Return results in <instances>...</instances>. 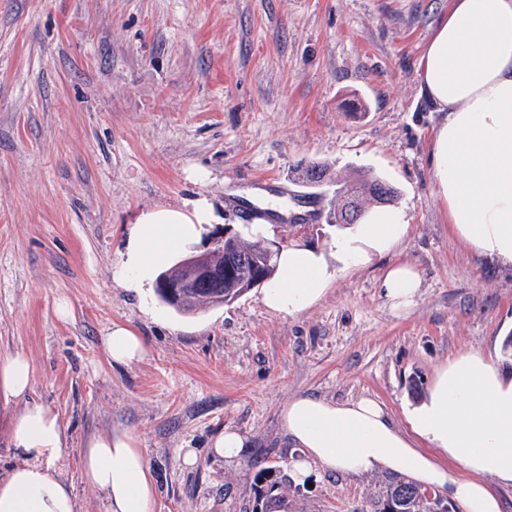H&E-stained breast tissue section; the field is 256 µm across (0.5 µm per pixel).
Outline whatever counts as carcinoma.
I'll list each match as a JSON object with an SVG mask.
<instances>
[{
  "label": "carcinoma",
  "instance_id": "obj_1",
  "mask_svg": "<svg viewBox=\"0 0 512 512\" xmlns=\"http://www.w3.org/2000/svg\"><path fill=\"white\" fill-rule=\"evenodd\" d=\"M380 184L382 180L368 172L361 173L357 180L347 184L356 196L359 213H364L366 204L377 201L374 187ZM279 251L278 247L268 251L267 239L259 235L247 245L238 239L226 240L214 245L206 256L213 268L224 272V285L201 281L190 289L192 300L181 305L167 299L160 288L156 289V295L163 304L183 314L193 313L201 301L215 306L231 303L252 289V281L257 276L271 280L275 273L274 257ZM255 485L257 494L252 512H295L292 500L280 491V482L273 478L272 471L258 472ZM389 505L396 512H427L418 499L415 487L396 479L385 483L383 490L371 500L370 509L371 512H386Z\"/></svg>",
  "mask_w": 512,
  "mask_h": 512
}]
</instances>
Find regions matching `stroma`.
Wrapping results in <instances>:
<instances>
[{"mask_svg": "<svg viewBox=\"0 0 512 512\" xmlns=\"http://www.w3.org/2000/svg\"><path fill=\"white\" fill-rule=\"evenodd\" d=\"M447 10L448 0H0V358L21 352L32 365L26 398L0 402L1 478L22 459L9 418L38 402L67 434L55 467L78 512H105L82 457L119 432L147 452L156 512H251L255 474L290 470L289 398L369 396L399 423L448 358L479 350L512 370V272L450 232L431 181L438 115L418 61ZM311 162L332 177L315 191L316 220L266 224V237L328 247L336 182L372 173L410 225L390 259L422 274L408 311L386 301L381 260L341 271L295 316L267 310L257 288L181 315L154 289L113 281L142 212L207 197L205 251L214 236L245 235L239 202L295 211ZM115 322L142 337L144 360L110 362ZM227 428L249 455H213ZM384 478L320 472L288 492L299 512H359Z\"/></svg>", "mask_w": 512, "mask_h": 512, "instance_id": "1", "label": "stroma"}]
</instances>
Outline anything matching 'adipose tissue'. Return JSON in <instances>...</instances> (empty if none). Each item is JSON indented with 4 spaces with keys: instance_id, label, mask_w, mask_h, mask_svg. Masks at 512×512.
I'll return each instance as SVG.
<instances>
[{
    "instance_id": "adipose-tissue-1",
    "label": "adipose tissue",
    "mask_w": 512,
    "mask_h": 512,
    "mask_svg": "<svg viewBox=\"0 0 512 512\" xmlns=\"http://www.w3.org/2000/svg\"><path fill=\"white\" fill-rule=\"evenodd\" d=\"M420 90L440 113L432 136L431 177L451 232L477 256L512 268V0H449L419 61ZM212 219L207 198L189 208L144 212L134 224L113 279L139 289L171 255L202 238ZM403 210L379 208L363 223L338 229L328 249H282L278 272L264 288L266 309L288 316L314 306L337 273L392 253L407 238ZM422 278L412 266H390L384 296L396 311L415 302ZM112 362L131 365L147 347L129 326L113 324L105 339ZM28 357L0 359V400L24 397ZM395 423L373 398L298 395L282 407L284 434L300 456L291 478L313 469L358 477L383 471L432 489L465 512H503L500 489L512 488V373L479 351L441 365L427 394L404 406ZM9 437L23 457L0 479V512H77V498L55 463L66 446L57 414L31 403L11 420ZM462 474L451 477L449 465ZM87 482L107 512H155L157 487L145 449L132 435L93 440L83 456Z\"/></svg>"
}]
</instances>
